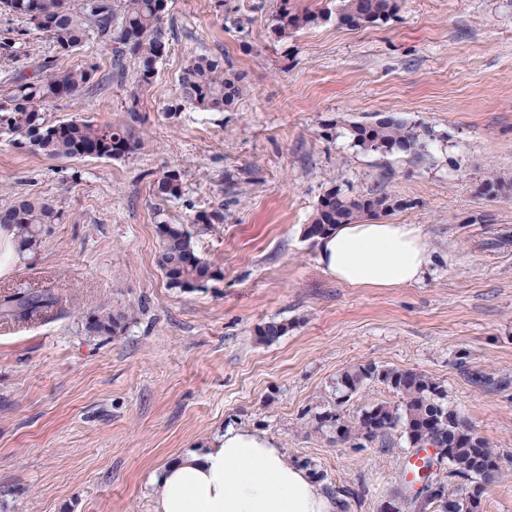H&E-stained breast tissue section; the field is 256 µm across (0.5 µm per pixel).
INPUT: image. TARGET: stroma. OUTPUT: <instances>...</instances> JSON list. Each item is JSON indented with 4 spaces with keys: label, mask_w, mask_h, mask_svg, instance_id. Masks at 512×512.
I'll use <instances>...</instances> for the list:
<instances>
[{
    "label": "stroma",
    "mask_w": 512,
    "mask_h": 512,
    "mask_svg": "<svg viewBox=\"0 0 512 512\" xmlns=\"http://www.w3.org/2000/svg\"><path fill=\"white\" fill-rule=\"evenodd\" d=\"M281 0H170L174 38L141 97V148L125 158L55 160L0 138V208L47 198L61 213L34 253L0 259V295L51 290L54 312L0 321V512H155L150 483L225 426L266 432L291 462L322 473L342 512H381L412 495L414 454L355 448L318 429L337 376L366 364L414 369L498 454L503 478L481 512H512V0H397L352 29L327 18L277 36ZM245 18L244 27L234 18ZM224 56L246 76L224 112L167 107L192 56ZM52 103L54 120L123 118L132 75ZM393 116L434 132L422 158L365 153L347 127ZM184 194L152 192L163 168ZM381 189L391 224L418 225L434 256L420 283L353 288L304 237L322 195ZM200 212L219 213L210 224ZM188 225L222 271L188 291L157 261L159 220ZM122 333L86 335L101 305ZM276 319L288 331L259 341Z\"/></svg>",
    "instance_id": "35a3bbf8"
}]
</instances>
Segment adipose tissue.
I'll use <instances>...</instances> for the list:
<instances>
[{"label":"adipose tissue","mask_w":512,"mask_h":512,"mask_svg":"<svg viewBox=\"0 0 512 512\" xmlns=\"http://www.w3.org/2000/svg\"><path fill=\"white\" fill-rule=\"evenodd\" d=\"M319 261L352 287L421 281L433 255L414 224H339L319 237ZM156 512H340L308 470L265 432L226 426L206 451H188L153 475Z\"/></svg>","instance_id":"adipose-tissue-1"}]
</instances>
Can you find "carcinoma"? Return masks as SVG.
Instances as JSON below:
<instances>
[{"instance_id": "cac0c4a2", "label": "carcinoma", "mask_w": 512, "mask_h": 512, "mask_svg": "<svg viewBox=\"0 0 512 512\" xmlns=\"http://www.w3.org/2000/svg\"><path fill=\"white\" fill-rule=\"evenodd\" d=\"M334 2L333 11L300 14L288 9V0H283L275 30L286 35L333 14L338 24L356 29L389 16L396 8L395 0ZM0 9L24 24L15 36L0 38V62L20 61L18 37L30 30L43 34L57 51V56L38 63L34 74L15 73L12 93L4 100L0 98V135L8 136V143L18 149L52 159H118L138 150L141 134L126 122L100 125L85 119L53 121L47 111L51 103L80 94L96 80L98 72L97 63L91 61L64 69L58 64V57L111 43L115 64L131 61L135 66L136 91L129 96L125 111L131 116L139 112V92L153 84L159 60L170 46L171 32L166 26L168 0H0ZM243 80L242 73L224 62V56L197 55L180 75L179 102L167 107V111L175 113L188 104L201 111L223 112L240 97ZM348 132L352 145L360 151L386 155L418 156L427 139L433 137L424 123L394 117L352 123ZM153 189L164 200L181 198L180 171L163 170L154 180ZM507 189H512V173L494 174L485 183V194L490 197ZM399 206V201L385 193L351 194L331 189L324 194L304 233L310 239L319 237L338 224L375 219ZM60 219V212L48 199H23L0 208V227L12 231L21 253L37 252L44 226L57 224ZM156 233L157 264L169 287L185 291L221 277V272L197 253L193 236L185 225L161 221L156 224ZM57 305L58 299L50 290L18 287L0 295V320H24ZM127 322L126 311L106 306L86 318L85 330L90 334L113 335L123 330ZM287 330V324L272 320L258 328V336L270 343ZM370 380L393 389L400 396L399 403L364 407L354 419H348L340 411L341 404ZM336 393L337 403L316 413L315 420L317 428L334 431L340 441L363 447L383 442L392 432L399 431L413 448H439L445 452L448 476L462 480V484L450 489L447 483L437 482L430 497H414L409 502L415 512H427L432 506L433 512H447L448 503L466 499L473 479L478 477L486 484L501 479L494 450L456 411L448 408L445 388L431 377L413 369L367 364L339 374Z\"/></svg>"}]
</instances>
